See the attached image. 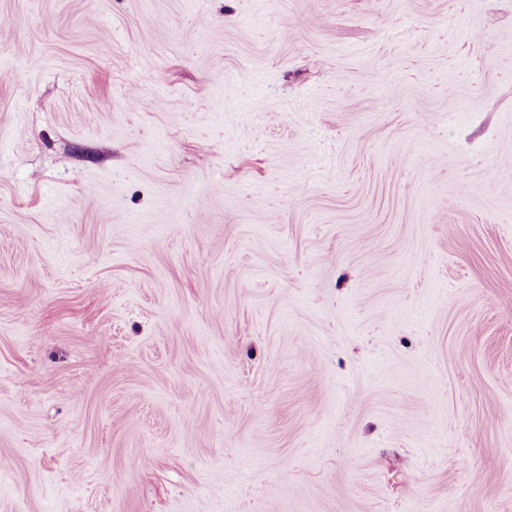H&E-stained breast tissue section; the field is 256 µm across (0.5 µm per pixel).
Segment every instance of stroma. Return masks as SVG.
<instances>
[{"label":"stroma","instance_id":"1","mask_svg":"<svg viewBox=\"0 0 512 512\" xmlns=\"http://www.w3.org/2000/svg\"><path fill=\"white\" fill-rule=\"evenodd\" d=\"M0 512H512V0H0Z\"/></svg>","mask_w":512,"mask_h":512}]
</instances>
